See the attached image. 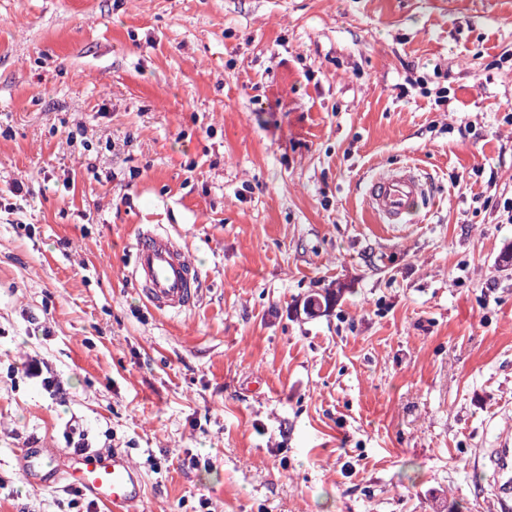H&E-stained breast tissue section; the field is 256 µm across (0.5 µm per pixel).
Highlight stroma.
I'll return each instance as SVG.
<instances>
[{
  "label": "stroma",
  "mask_w": 512,
  "mask_h": 512,
  "mask_svg": "<svg viewBox=\"0 0 512 512\" xmlns=\"http://www.w3.org/2000/svg\"><path fill=\"white\" fill-rule=\"evenodd\" d=\"M407 163L431 194L380 229ZM510 199L512 0H0V512H107L77 430L128 512H494ZM148 224L180 315L131 277ZM418 170L409 164L369 181L366 200L381 224H405L411 203L428 195L429 183ZM132 278L145 302L160 313L189 309L197 296V269L167 231L142 227L135 243ZM67 479L70 486L112 508L131 505L142 493L140 477L126 457L112 456L111 462L101 463L89 454H76Z\"/></svg>",
  "instance_id": "1"
}]
</instances>
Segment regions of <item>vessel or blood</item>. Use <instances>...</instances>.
I'll return each mask as SVG.
<instances>
[{"instance_id": "1", "label": "vessel or blood", "mask_w": 512, "mask_h": 512, "mask_svg": "<svg viewBox=\"0 0 512 512\" xmlns=\"http://www.w3.org/2000/svg\"><path fill=\"white\" fill-rule=\"evenodd\" d=\"M428 193L427 180L409 164L374 177L366 200L380 223L402 224L411 203ZM131 276L145 302L161 313L185 311L197 296L196 267L170 233L155 227H142L137 235ZM483 459L492 471L495 512H512V448L484 449ZM67 478L70 486L115 508L137 502L142 493L140 477L124 457L101 463L88 454L75 455Z\"/></svg>"}]
</instances>
